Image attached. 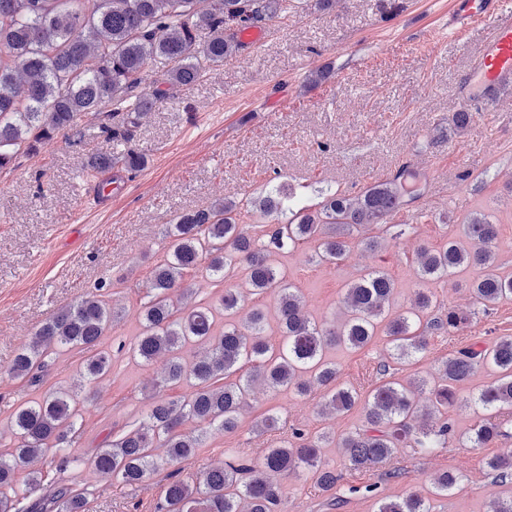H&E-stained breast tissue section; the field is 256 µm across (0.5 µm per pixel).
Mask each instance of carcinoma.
<instances>
[{"label": "carcinoma", "instance_id": "cac0c4a2", "mask_svg": "<svg viewBox=\"0 0 512 512\" xmlns=\"http://www.w3.org/2000/svg\"><path fill=\"white\" fill-rule=\"evenodd\" d=\"M286 12L288 0H0V170L13 167L21 152L37 153L61 130L68 131L71 143H80L79 120L86 113L108 118L102 132L118 137L116 118L124 116L135 124L165 96L161 89L148 92L142 87L146 58L159 64L166 83L189 85L239 51L238 29L258 27ZM426 189L427 175L403 166L355 195L320 189L315 205L296 202L273 186L257 198H226L207 211L179 215L167 231L168 254L151 271L153 296L141 311V331L130 352L144 362L164 358L156 385L186 382L191 391L153 402L137 426L96 450L91 457L94 471L103 479L135 485L190 459L202 444V430L237 429L256 382L272 390L292 388L300 395L313 385L322 387L326 393L320 411H349L360 395L353 387H336V368L324 360V350L336 342L363 347L381 324L397 356L425 350L418 326L436 307L432 295L417 292L411 307L393 316L389 309L395 285L385 272L375 270L345 288L346 318L339 327L324 330L302 310L297 290L286 283L279 255L313 242L317 262L334 265L349 250L352 229L388 223ZM244 207L288 219L255 237L239 223ZM464 233L467 247L450 239L436 249L418 248L419 274L425 280H442L456 268L472 267L478 276L471 288L484 308L511 299L512 277L500 273L496 260L498 225L485 213L473 212L464 220ZM200 267L220 283L241 267L246 290L275 294L281 345L274 349L266 342L262 309L241 313L238 288L224 289L219 300L224 317L238 318L224 323L219 334L210 305L187 304L184 315L176 316L180 308L171 295L181 288L182 297L191 298L189 289L182 288L184 276ZM114 317L93 293L61 306L16 354L11 376L34 382L49 351L74 348L86 353L81 369L87 383L98 382L112 369V357L99 345ZM467 322L450 309L434 316L427 328L454 333ZM188 343L203 348L191 364L180 356ZM247 363L251 367L244 380L226 382ZM481 364L494 367L498 376L478 393L475 405L483 414L466 440L481 448L509 435L500 415L512 413V337L490 347L474 342L441 363L440 380L430 387L422 379L409 385L386 382L370 391L364 428L335 439L348 470L382 468L396 449L408 444L432 448L448 441L452 426L438 422L437 416L455 404V386ZM79 404V391L58 390L14 409L10 423L16 444L0 454V512H86L85 498L63 478L73 460L57 455L77 425ZM328 440V435L310 440L293 428L286 444L267 449L258 462L241 456L222 467L177 476L164 487L157 512H275L280 480L300 470L314 472V487L330 492L338 481L336 473L319 466V443ZM47 458L57 474L49 483L43 471L29 469ZM23 470L26 496L20 500L13 493ZM487 470L500 483H512V455L489 459ZM460 479L454 470L438 474L435 493L450 494ZM378 512L431 510L425 499L409 494L380 500Z\"/></svg>", "mask_w": 512, "mask_h": 512}]
</instances>
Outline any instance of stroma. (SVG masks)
<instances>
[{
    "mask_svg": "<svg viewBox=\"0 0 512 512\" xmlns=\"http://www.w3.org/2000/svg\"><path fill=\"white\" fill-rule=\"evenodd\" d=\"M447 5L448 0H339L323 11L315 0H297L288 14L266 22L269 36L260 48H241L191 85L165 87L159 66L146 61V90L163 87L167 95L132 127L130 138H108L98 120L85 115L80 144L55 136L38 154L20 155L13 168L0 171V453L14 446L10 415L21 401L80 387L79 350L51 352L32 384L12 379L15 355L61 305L101 289L121 311L103 338L112 370L96 387H81L82 423L65 453L79 460L88 512H156L165 473L127 488L98 477L90 458L132 428L154 401L190 391L185 383L154 389L158 364L129 355L149 299L151 269L167 252L165 229L181 213L225 198L256 197L273 185H285L312 204L318 186L355 193L403 165L426 173V194L375 228L385 249L365 248L362 232L355 231L349 252L334 266L311 262L314 246L303 243L282 258V267L324 328L339 323L348 284L375 268L395 284L393 313L404 312L422 289L441 305L473 315L455 335L427 333L425 351L405 360L392 358L382 333L361 348L328 347L325 358L336 366L337 385H355L365 395L385 380L433 381L442 361L460 347L512 336V300L483 310L470 289L476 270L460 269L430 282L419 277L415 263L418 246L436 248L448 237L462 238L465 217L478 209L498 224L497 263L512 273V93L488 111L473 113L467 128L453 126L451 117L461 109L457 88L488 27L434 45L429 33ZM325 66L331 79L309 86L310 73ZM129 149L145 153L146 165L124 172L111 207H95L87 198L92 181L84 171L90 156L117 158ZM382 364L388 371L380 375L376 369ZM493 377L483 365L457 384V404L447 413L454 436L429 451L397 449L392 464L402 474L395 479L380 468L346 475L334 438L361 427L363 408L333 418L320 415L317 388L305 396L286 388L255 389L238 429L207 431L183 469L196 471L242 453L261 459L297 427L311 439L332 434L322 445L320 464L341 479L322 495L308 474L291 475L281 483L276 512H377L379 498L411 493L423 497L431 512H486L490 500L512 493L485 465L492 456L512 452V436L483 448L466 445L462 436L481 415L474 397ZM268 414L278 416V432L257 430ZM449 469L461 473L459 486L449 495L435 494L433 476ZM370 483L377 485V495L364 493Z\"/></svg>",
    "mask_w": 512,
    "mask_h": 512,
    "instance_id": "35a3bbf8",
    "label": "stroma"
}]
</instances>
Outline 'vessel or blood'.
<instances>
[{
	"label": "vessel or blood",
	"mask_w": 512,
	"mask_h": 512,
	"mask_svg": "<svg viewBox=\"0 0 512 512\" xmlns=\"http://www.w3.org/2000/svg\"><path fill=\"white\" fill-rule=\"evenodd\" d=\"M491 29L466 78L461 103L489 107L501 89L512 86V0H450L448 28L462 34L479 23Z\"/></svg>",
	"instance_id": "obj_1"
}]
</instances>
